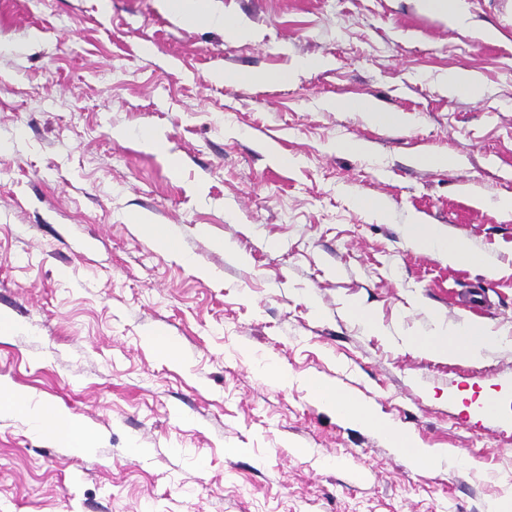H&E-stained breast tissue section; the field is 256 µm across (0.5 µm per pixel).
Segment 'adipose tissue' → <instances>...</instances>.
Listing matches in <instances>:
<instances>
[{"label": "adipose tissue", "instance_id": "1", "mask_svg": "<svg viewBox=\"0 0 512 512\" xmlns=\"http://www.w3.org/2000/svg\"><path fill=\"white\" fill-rule=\"evenodd\" d=\"M163 14L186 27H220L234 40L251 39L252 34L237 22L211 10L209 0H157ZM407 237L417 246L437 254L452 265H482L483 259L462 236H446L441 227L413 216L406 226ZM499 336L479 322H436L423 334L409 335L405 346L436 356L480 357ZM310 397L342 421L354 423L381 435L391 448L417 471L441 472L460 464V457L443 448L423 446L416 434L399 422L380 415L374 406L359 402L336 385L317 377L303 382ZM23 417L31 429L48 434L83 455H91L94 436L85 422L62 408L34 400L28 393L0 382V413Z\"/></svg>", "mask_w": 512, "mask_h": 512}]
</instances>
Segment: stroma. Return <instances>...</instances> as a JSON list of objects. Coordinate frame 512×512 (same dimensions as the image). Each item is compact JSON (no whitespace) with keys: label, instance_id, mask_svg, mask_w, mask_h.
<instances>
[{"label":"stroma","instance_id":"stroma-1","mask_svg":"<svg viewBox=\"0 0 512 512\" xmlns=\"http://www.w3.org/2000/svg\"><path fill=\"white\" fill-rule=\"evenodd\" d=\"M468 3L470 25L451 29L413 0H212L256 35L233 41L156 0H0V381L97 434L86 458L0 416V512H485L512 476V396L474 419L447 394L512 382V341L476 360L402 342L438 317L512 329V213L496 205L512 198V0ZM301 58L324 64L295 71ZM222 69L275 80L212 82ZM451 73L482 96L449 95ZM336 97L402 123L325 109ZM145 127L167 154L139 144ZM340 138L368 155L328 151ZM424 152L460 163L432 169ZM415 214L500 276L414 247ZM467 291L481 311L459 305ZM153 333L176 354L147 348ZM267 359L288 383L258 372ZM311 375L476 467L411 469L317 406ZM138 223L141 232L154 240L160 248L168 252H178L175 241L169 237L163 225L150 224L147 219L139 220Z\"/></svg>","mask_w":512,"mask_h":512}]
</instances>
